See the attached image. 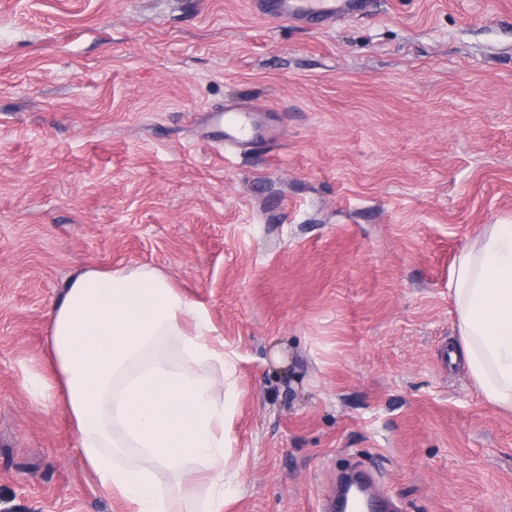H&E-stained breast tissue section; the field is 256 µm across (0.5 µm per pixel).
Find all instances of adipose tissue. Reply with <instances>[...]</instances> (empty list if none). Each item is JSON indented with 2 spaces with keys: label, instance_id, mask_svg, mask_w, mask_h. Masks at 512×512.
Listing matches in <instances>:
<instances>
[{
  "label": "adipose tissue",
  "instance_id": "adipose-tissue-1",
  "mask_svg": "<svg viewBox=\"0 0 512 512\" xmlns=\"http://www.w3.org/2000/svg\"><path fill=\"white\" fill-rule=\"evenodd\" d=\"M457 355L484 397L512 410V224H490L460 254L448 283ZM52 374L78 445L106 492L129 512H173L149 470L122 464L135 448L154 466L209 476L220 512L236 482L224 429L236 402L238 358L206 311L160 271L89 270L50 312ZM218 375L197 376L196 364Z\"/></svg>",
  "mask_w": 512,
  "mask_h": 512
}]
</instances>
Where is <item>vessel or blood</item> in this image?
<instances>
[{"instance_id": "b4317fda", "label": "vessel or blood", "mask_w": 512, "mask_h": 512, "mask_svg": "<svg viewBox=\"0 0 512 512\" xmlns=\"http://www.w3.org/2000/svg\"><path fill=\"white\" fill-rule=\"evenodd\" d=\"M376 0H251L253 10L263 17L303 23L312 28L369 15ZM212 139L224 149L246 150L266 139L257 126L253 107L235 100L224 101L210 110Z\"/></svg>"}]
</instances>
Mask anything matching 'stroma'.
<instances>
[{
    "label": "stroma",
    "instance_id": "obj_1",
    "mask_svg": "<svg viewBox=\"0 0 512 512\" xmlns=\"http://www.w3.org/2000/svg\"><path fill=\"white\" fill-rule=\"evenodd\" d=\"M261 106L270 141L208 142ZM512 224V0H379L314 29L249 0H0V512H128L50 378L49 312L147 266L235 350L222 512H512V412L461 362L448 281ZM261 111V107L246 106L236 100H225L223 104L212 107L208 110L214 127L211 139L224 151L247 150L262 143L270 136L256 125L253 113Z\"/></svg>",
    "mask_w": 512,
    "mask_h": 512
}]
</instances>
